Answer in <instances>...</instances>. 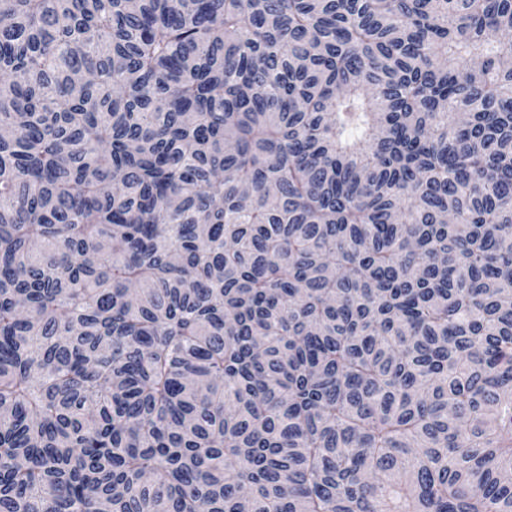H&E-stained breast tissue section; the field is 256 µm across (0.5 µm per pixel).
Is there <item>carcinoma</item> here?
Masks as SVG:
<instances>
[{
    "label": "carcinoma",
    "instance_id": "1",
    "mask_svg": "<svg viewBox=\"0 0 512 512\" xmlns=\"http://www.w3.org/2000/svg\"><path fill=\"white\" fill-rule=\"evenodd\" d=\"M0 512H512V0H0Z\"/></svg>",
    "mask_w": 512,
    "mask_h": 512
}]
</instances>
